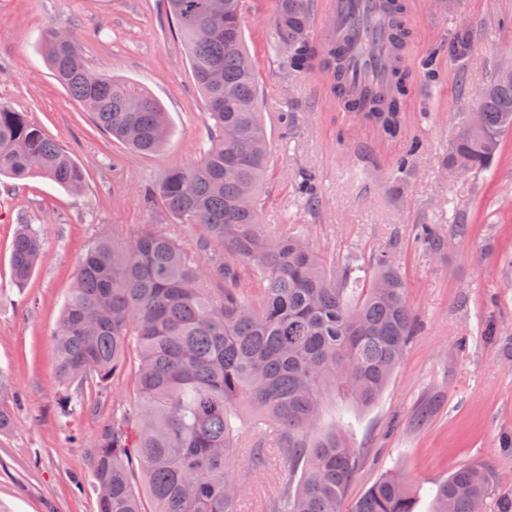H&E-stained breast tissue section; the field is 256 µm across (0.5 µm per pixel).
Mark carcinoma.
I'll return each mask as SVG.
<instances>
[{"label":"carcinoma","instance_id":"obj_1","mask_svg":"<svg viewBox=\"0 0 512 512\" xmlns=\"http://www.w3.org/2000/svg\"><path fill=\"white\" fill-rule=\"evenodd\" d=\"M191 74L206 100L210 146L190 167L168 170L150 195L180 224L203 228L214 247L207 277L189 250L148 230L130 243L93 241L82 258L54 333L60 415L72 411V386L130 374L135 402L112 412V425L92 448L99 512H146L134 484L140 474L151 512H238V453L252 471L276 460L288 487L272 512H342L354 476L356 449L344 424L321 427L325 400L364 410L379 399L402 361L417 323L392 256L373 258V271L326 268L303 231L276 233L261 224L260 201L270 166L259 109L258 79L242 26V0H166ZM403 5L389 12L392 41L408 31ZM312 0H276L273 40L282 64L296 74L320 64L342 82L344 53L302 37L311 28ZM40 52L55 78L97 128L144 152L170 134L168 112L139 84L92 71L75 37L49 31ZM218 69L214 86L207 73ZM500 72L480 96L478 130L464 128L445 165L491 164L502 134L512 129V79ZM409 74L394 61L387 79L359 102V121L388 138L403 132L397 97ZM38 176L76 192L83 171L24 112L0 106V177ZM431 251L444 246L422 227ZM43 250L24 224L10 248V278L23 288ZM256 273L258 301L244 291L241 271ZM249 426L264 434L246 445ZM350 512H416L415 494L389 473ZM433 512H512V490L484 463L455 471L433 492Z\"/></svg>","mask_w":512,"mask_h":512}]
</instances>
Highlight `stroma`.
<instances>
[{
  "label": "stroma",
  "mask_w": 512,
  "mask_h": 512,
  "mask_svg": "<svg viewBox=\"0 0 512 512\" xmlns=\"http://www.w3.org/2000/svg\"><path fill=\"white\" fill-rule=\"evenodd\" d=\"M274 8L275 0H246L243 10L271 154L261 221L278 232L305 228L330 267L391 253L418 325L375 405L327 403L326 421L344 419L357 450L342 508L350 512L389 472L410 484L416 512H431L437 481L474 463L493 465L512 489V448L502 444L512 435V357L502 344L512 336V133L490 167L451 174L444 166L479 92L512 69V0H414L407 121L395 139L341 112L325 73L288 72L272 43ZM49 29L73 33L92 70L137 81L163 104L170 136L161 150H133L95 126L40 55ZM463 34L468 54L448 56ZM1 105L27 113L65 148L85 186L73 194L39 177L0 178V403L14 417L0 434V512H98L91 445L111 424L113 406L132 401L133 385L126 377L100 393L82 387L83 407L60 416L53 332L94 240L158 231L206 270L201 229L144 198L169 169L197 163L208 149L204 100L163 0H0ZM414 140L420 151L396 180V163ZM305 177L317 188V207L296 190ZM460 222L466 232L451 235ZM22 224L39 231L44 251L17 288L8 261ZM419 224L447 233L443 251L417 240ZM430 401L432 417L416 423ZM287 484V467L272 466L250 482L241 512H271Z\"/></svg>",
  "instance_id": "stroma-1"
}]
</instances>
